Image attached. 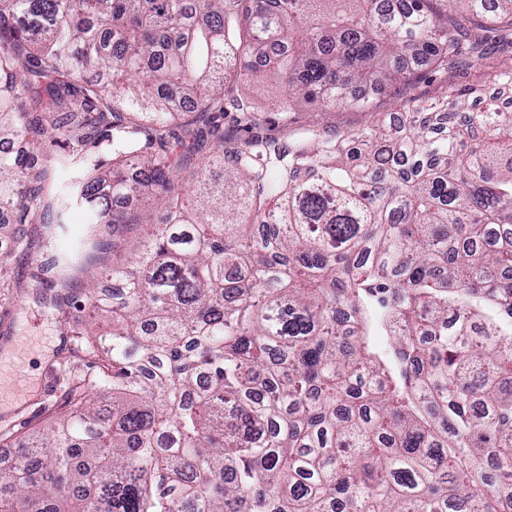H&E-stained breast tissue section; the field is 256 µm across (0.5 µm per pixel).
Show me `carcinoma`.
Wrapping results in <instances>:
<instances>
[{
  "label": "carcinoma",
  "mask_w": 512,
  "mask_h": 512,
  "mask_svg": "<svg viewBox=\"0 0 512 512\" xmlns=\"http://www.w3.org/2000/svg\"><path fill=\"white\" fill-rule=\"evenodd\" d=\"M489 45L512 0H0V143L78 172L65 198L55 154L0 152V230L93 210L68 290L150 228L0 512H512V111L410 94L511 88ZM263 70L285 124L372 120L280 150L224 94ZM400 85L398 120L361 95ZM146 227L145 224H119L112 227V233L106 237L112 242V249L107 254V264H124L131 260L143 228Z\"/></svg>",
  "instance_id": "cac0c4a2"
}]
</instances>
